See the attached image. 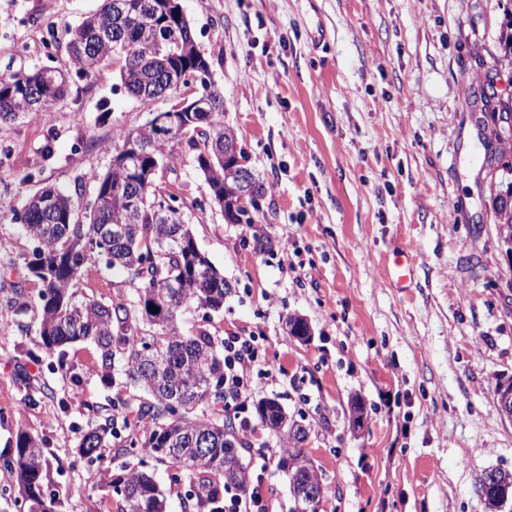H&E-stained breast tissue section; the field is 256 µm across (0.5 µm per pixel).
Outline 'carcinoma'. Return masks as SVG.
<instances>
[{
  "label": "carcinoma",
  "instance_id": "cac0c4a2",
  "mask_svg": "<svg viewBox=\"0 0 512 512\" xmlns=\"http://www.w3.org/2000/svg\"><path fill=\"white\" fill-rule=\"evenodd\" d=\"M502 7L506 32L500 45L512 65V0ZM66 52L79 77L103 76L120 63V83L145 107L165 94L177 95L202 63L214 68L223 61L220 51L200 50L181 0H103L99 10L67 30ZM198 84L200 108L176 113L175 122L189 133L187 152L209 186V204L226 223L248 225L252 241L263 239L270 247L255 216L232 215L228 170L239 166L244 151L224 160V143H238L224 125V94L212 81ZM68 88L67 76L51 66L1 75L0 123L53 111ZM173 158L154 127L122 131L110 169L94 176L96 194L83 215L68 193L51 187L29 196L14 214L34 244L29 269L44 285L38 295L43 348L57 353L59 367L77 386L78 366L68 360L65 346L89 341L97 348L104 385H113L118 374L128 389L124 397L106 396L96 408L98 424L79 443L80 456L90 463L98 460V449L114 440L123 443L128 460L104 482L123 501L121 512H167L162 491L145 470L148 458L166 466L170 482L186 485L185 499L196 512H224V488L244 490L248 483L238 453L242 442L224 416V340L204 327L210 313L224 306L232 285L199 249L189 224L175 215L166 222L157 218L173 196L161 191L153 170ZM493 162L503 176L491 207L502 244L512 252V160L488 155L487 163ZM90 262L126 272L137 283L133 297L111 304L76 298V281ZM188 309L202 313L203 325L191 335L181 324ZM16 383L27 407L54 397L49 385L23 366ZM257 411L261 424L286 446L289 487L303 478L322 483L299 448L305 430L288 419L281 403L265 398ZM48 445L46 438L20 431L15 448L0 453V469L12 476L29 508L61 512L62 503L45 495ZM228 454L237 463L226 467ZM476 493L496 512H512V472L489 485L479 481Z\"/></svg>",
  "mask_w": 512,
  "mask_h": 512
}]
</instances>
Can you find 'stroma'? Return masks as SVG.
Returning <instances> with one entry per match:
<instances>
[{
  "label": "stroma",
  "instance_id": "stroma-1",
  "mask_svg": "<svg viewBox=\"0 0 512 512\" xmlns=\"http://www.w3.org/2000/svg\"><path fill=\"white\" fill-rule=\"evenodd\" d=\"M101 0H0V74L67 70L64 43L45 50V22L77 25ZM200 49L222 51L213 81L224 122L265 186L257 221L273 241L264 254L250 229L218 210L184 216L200 249L233 290L208 325L216 336L255 334L276 374L255 396L278 397L305 427L306 454L323 473L322 512H490L475 487L493 468L512 470V422L496 389L512 380V258L490 208L499 174L486 151L512 155V69L498 44L501 0H182ZM322 25L325 40L309 33ZM145 108L115 78L72 82L54 111L0 124V452L18 430L47 438V492L65 512H119L95 488L125 460L78 453L97 422L104 388L93 344L68 348L81 385L51 369L39 344L41 282L29 271L31 240L12 212L46 187L96 193L117 130L169 109ZM166 180L187 198L208 188L192 157ZM412 254L398 282L397 249ZM30 309L5 304L13 286ZM79 295L127 299L126 273L89 263ZM305 318L308 340L288 316ZM53 399L27 407L15 383L24 351ZM240 457L262 477L272 512H291L279 440L255 427Z\"/></svg>",
  "mask_w": 512,
  "mask_h": 512
}]
</instances>
